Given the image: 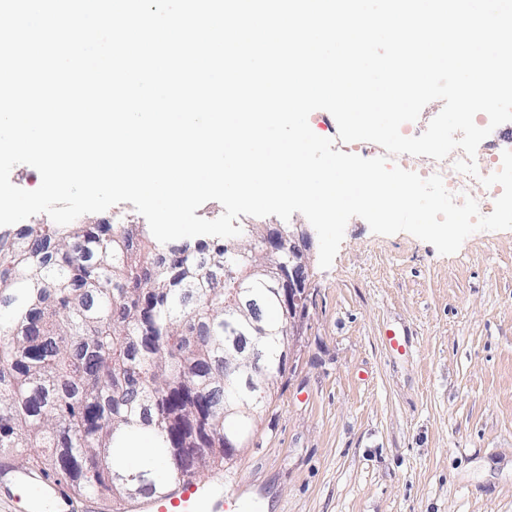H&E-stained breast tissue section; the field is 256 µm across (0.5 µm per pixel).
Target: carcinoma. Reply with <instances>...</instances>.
<instances>
[{
  "instance_id": "cac0c4a2",
  "label": "carcinoma",
  "mask_w": 512,
  "mask_h": 512,
  "mask_svg": "<svg viewBox=\"0 0 512 512\" xmlns=\"http://www.w3.org/2000/svg\"><path fill=\"white\" fill-rule=\"evenodd\" d=\"M204 249L161 244L141 224L86 214L0 234V448L21 468L50 466L86 494H161L224 459L284 374L285 337L237 335L256 306L284 327L274 255L256 224ZM253 352L224 383V359ZM153 432L162 472L117 464L131 434Z\"/></svg>"
}]
</instances>
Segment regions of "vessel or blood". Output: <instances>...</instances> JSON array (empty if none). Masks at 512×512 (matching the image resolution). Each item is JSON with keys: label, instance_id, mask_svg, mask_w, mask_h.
I'll use <instances>...</instances> for the list:
<instances>
[{"label": "vessel or blood", "instance_id": "b4317fda", "mask_svg": "<svg viewBox=\"0 0 512 512\" xmlns=\"http://www.w3.org/2000/svg\"><path fill=\"white\" fill-rule=\"evenodd\" d=\"M0 480L12 489L13 500H25L28 512H89L86 501L63 499L54 477L32 471L2 470ZM129 512H259L256 502L225 490L220 477L194 478L168 494L146 496L130 504Z\"/></svg>", "mask_w": 512, "mask_h": 512}]
</instances>
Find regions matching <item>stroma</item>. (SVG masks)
Instances as JSON below:
<instances>
[{"label": "stroma", "instance_id": "stroma-1", "mask_svg": "<svg viewBox=\"0 0 512 512\" xmlns=\"http://www.w3.org/2000/svg\"><path fill=\"white\" fill-rule=\"evenodd\" d=\"M306 260L286 372L210 475L263 512H512V230L442 255L355 217Z\"/></svg>", "mask_w": 512, "mask_h": 512}]
</instances>
